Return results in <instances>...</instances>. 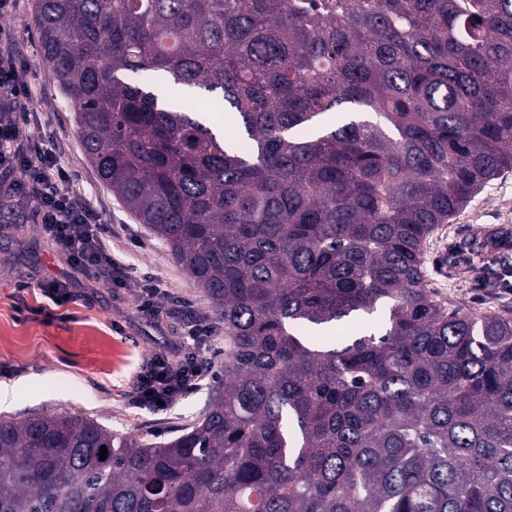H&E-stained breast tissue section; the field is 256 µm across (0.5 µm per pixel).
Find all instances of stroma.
I'll return each mask as SVG.
<instances>
[{
    "mask_svg": "<svg viewBox=\"0 0 512 512\" xmlns=\"http://www.w3.org/2000/svg\"><path fill=\"white\" fill-rule=\"evenodd\" d=\"M35 0H18L0 17L31 69V95L14 117L25 139H52L62 163L76 174L77 186L100 207L112 226V249L127 266L126 285L99 289L62 306L48 320L37 307L47 305L41 286L62 278L68 267L43 239L40 225L20 211H0V385L11 398L0 416L69 413L97 419L110 430L147 443L171 438L202 411L215 377L224 368V326L210 299L189 279L162 242L137 222L101 183L88 163L74 122L76 106L64 96L40 63L34 23ZM512 228V171L488 182L448 224L440 226L425 256L429 287L446 306L469 314L512 317V293L479 286L485 267L512 265V249L494 250L487 234ZM162 278L185 306L154 323L138 312L144 280ZM33 307L23 316L20 306ZM203 316L211 332L203 345L207 373L199 386L163 411L133 407L132 385L155 355L175 357L184 316Z\"/></svg>",
    "mask_w": 512,
    "mask_h": 512,
    "instance_id": "1",
    "label": "stroma"
}]
</instances>
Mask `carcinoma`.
Instances as JSON below:
<instances>
[{
    "label": "carcinoma",
    "mask_w": 512,
    "mask_h": 512,
    "mask_svg": "<svg viewBox=\"0 0 512 512\" xmlns=\"http://www.w3.org/2000/svg\"><path fill=\"white\" fill-rule=\"evenodd\" d=\"M35 14L86 159L213 301L224 373L158 444L1 416L0 512H512V318L424 275L512 170V0Z\"/></svg>",
    "instance_id": "1"
}]
</instances>
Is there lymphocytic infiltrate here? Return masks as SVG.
Instances as JSON below:
<instances>
[{"mask_svg":"<svg viewBox=\"0 0 512 512\" xmlns=\"http://www.w3.org/2000/svg\"><path fill=\"white\" fill-rule=\"evenodd\" d=\"M28 71L0 32V202L30 208L33 223L72 269L69 277L44 284L50 302H71L82 281L91 288L124 287L127 266L112 253V227L102 210L75 187L51 140L25 141L19 135L12 112L29 97ZM208 334L199 317H189L182 327L181 359L154 356L134 382V406H168L197 386L204 377L200 344Z\"/></svg>","mask_w":512,"mask_h":512,"instance_id":"f902f5d3","label":"lymphocytic infiltrate"}]
</instances>
